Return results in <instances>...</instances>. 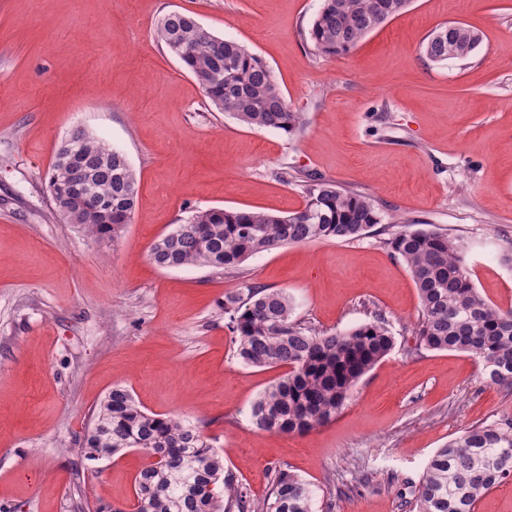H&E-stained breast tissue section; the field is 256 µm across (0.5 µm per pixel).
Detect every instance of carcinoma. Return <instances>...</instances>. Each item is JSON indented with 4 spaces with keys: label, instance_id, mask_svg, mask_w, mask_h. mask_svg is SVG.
<instances>
[{
    "label": "carcinoma",
    "instance_id": "1",
    "mask_svg": "<svg viewBox=\"0 0 512 512\" xmlns=\"http://www.w3.org/2000/svg\"><path fill=\"white\" fill-rule=\"evenodd\" d=\"M409 0H323L309 29L317 54L348 52L366 35L403 13ZM157 34L201 86L210 104L243 125L292 133L298 123L265 61L235 40L223 39L186 13L170 12ZM425 55L448 60L452 44L426 42ZM54 209L93 240L117 236L138 201L136 174L125 153L94 136L61 145L49 177ZM90 194L96 204L63 211L62 200ZM305 206L292 214L194 210L154 242L152 262L165 269L231 271L287 244L359 240L382 223L376 201L311 176ZM386 239L411 273L420 301L415 350L476 356L493 384L512 391V312L485 300L467 270L463 246L433 230H408L392 219ZM224 318L234 353L257 368H282L251 407L264 431L305 434L343 409L357 381L388 355L395 338L384 317L325 334L297 319L287 293L244 284L224 295ZM85 459L140 449L159 457L135 477L137 512H313L314 490L284 470L272 472L269 491L254 501L212 441L190 421L147 413L116 386L92 411L81 440ZM512 478V420L473 425L428 460L416 512H475L478 500Z\"/></svg>",
    "mask_w": 512,
    "mask_h": 512
}]
</instances>
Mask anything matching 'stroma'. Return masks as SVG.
<instances>
[{"instance_id": "35a3bbf8", "label": "stroma", "mask_w": 512, "mask_h": 512, "mask_svg": "<svg viewBox=\"0 0 512 512\" xmlns=\"http://www.w3.org/2000/svg\"><path fill=\"white\" fill-rule=\"evenodd\" d=\"M322 0H0V512H136L132 449L104 469L76 444L93 408L127 387L150 413L196 424L263 499L273 470L315 491L313 512H412L431 455L483 421L512 419V391L477 360L413 353L420 312L407 265L375 234L284 245L238 277L162 269L151 245L191 211L305 205L282 168L371 196L383 216L465 246L480 294L512 309V0H411L349 53L316 55ZM185 12L268 64L299 125L250 128L217 111L159 40ZM461 22L482 41L434 63L423 46ZM77 128L122 150L138 203L113 241L52 213L48 176ZM287 292L298 318L342 332L383 315L393 350L342 411L306 434L256 429L250 409L280 374L234 355L224 295Z\"/></svg>"}]
</instances>
